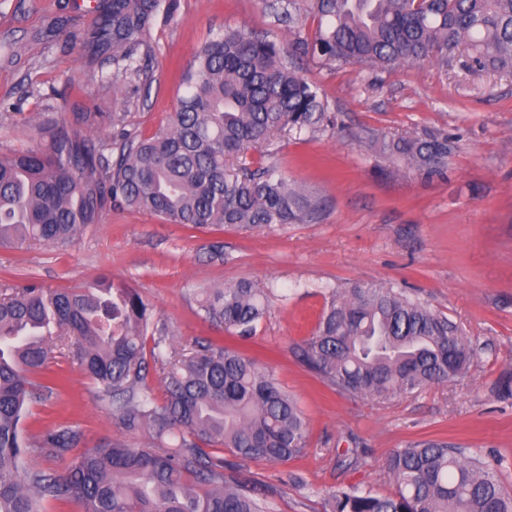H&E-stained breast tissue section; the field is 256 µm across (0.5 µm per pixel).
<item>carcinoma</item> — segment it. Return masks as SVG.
<instances>
[{
	"mask_svg": "<svg viewBox=\"0 0 512 512\" xmlns=\"http://www.w3.org/2000/svg\"><path fill=\"white\" fill-rule=\"evenodd\" d=\"M175 0H98L97 31L112 36V59L144 85L153 75L144 40L160 5ZM313 36L284 46L252 28L227 27L194 51L182 79L187 93L167 127L145 137L127 129L125 112L47 113L34 124L39 145L0 153V247L30 241L66 244L100 222L107 207H126L195 228L305 224L320 203L275 167L228 165L245 149L286 130L315 134L339 125L317 87L296 74L297 55L365 68L423 61L446 66L464 45L472 67L512 71V0H311ZM380 153L428 177L442 174L450 143L443 130L372 141ZM267 292L251 281L208 290L205 320L241 339L266 310ZM153 311L133 288L106 280L48 289L32 282L0 290V512H43L75 500L82 512H264L261 488L224 478V458L282 463L302 454L307 428L294 400L241 350L207 340L176 356L166 338L153 359L165 366V400L146 385V335ZM77 358L112 404L126 432L169 439L172 447L107 443L71 458L76 428L33 435L29 405L51 392L33 381L53 349ZM472 340L449 318L406 291L382 284L334 290L301 361L351 397L387 400L461 378ZM39 448L62 462L25 461ZM387 469L392 496L339 489L330 512H512L494 467L446 442L395 449Z\"/></svg>",
	"mask_w": 512,
	"mask_h": 512,
	"instance_id": "carcinoma-1",
	"label": "carcinoma"
}]
</instances>
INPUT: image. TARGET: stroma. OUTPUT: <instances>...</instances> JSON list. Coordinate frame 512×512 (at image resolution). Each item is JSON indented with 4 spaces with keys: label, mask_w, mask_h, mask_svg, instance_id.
<instances>
[{
    "label": "stroma",
    "mask_w": 512,
    "mask_h": 512,
    "mask_svg": "<svg viewBox=\"0 0 512 512\" xmlns=\"http://www.w3.org/2000/svg\"><path fill=\"white\" fill-rule=\"evenodd\" d=\"M93 0H0V151L38 143L43 112H124L149 136L177 112L182 71L224 27L312 34L309 0H177L158 12L146 43L154 81L122 77L112 46L66 45L48 37L55 19L97 26ZM293 21H278L282 10ZM314 82L339 128L295 138L276 134L250 158L276 165L289 182L323 202L317 220L253 230L195 229L132 210L106 211L67 246L31 242L0 248V281L73 288L107 278L137 289L154 312L150 335L186 353L196 342L241 344L302 412L308 449L284 463L243 461L223 449L225 475L265 489L266 512H325L329 496L354 487L382 496L396 485L389 453L410 441L439 440L492 463L512 491V397L495 386L512 372V72L460 62H421L390 71L294 58ZM447 130L453 141L443 177L428 179L372 149L370 138ZM248 279L269 288L251 340L210 325L199 295ZM354 284L405 289L471 337L477 352L457 383L430 385L385 401L352 398L322 382L299 358L329 293ZM37 383H55L32 404L33 429L79 428L82 448L109 442L150 445L123 431L108 399L72 357L57 355ZM360 459L350 464L348 449Z\"/></svg>",
    "instance_id": "obj_1"
}]
</instances>
